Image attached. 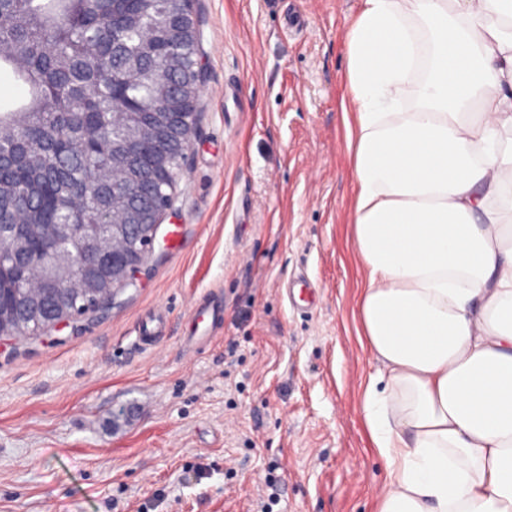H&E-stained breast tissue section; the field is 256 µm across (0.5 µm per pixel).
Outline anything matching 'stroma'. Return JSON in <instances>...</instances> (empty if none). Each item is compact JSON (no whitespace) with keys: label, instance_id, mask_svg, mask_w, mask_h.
Wrapping results in <instances>:
<instances>
[{"label":"stroma","instance_id":"obj_1","mask_svg":"<svg viewBox=\"0 0 512 512\" xmlns=\"http://www.w3.org/2000/svg\"><path fill=\"white\" fill-rule=\"evenodd\" d=\"M202 87L133 284L0 340V512H375L345 32L359 0H194ZM219 311L191 340V306ZM159 316L156 350L138 329Z\"/></svg>","mask_w":512,"mask_h":512}]
</instances>
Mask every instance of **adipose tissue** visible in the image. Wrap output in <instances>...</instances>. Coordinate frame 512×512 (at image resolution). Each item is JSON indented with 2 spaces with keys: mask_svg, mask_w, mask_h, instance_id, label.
<instances>
[{
  "mask_svg": "<svg viewBox=\"0 0 512 512\" xmlns=\"http://www.w3.org/2000/svg\"><path fill=\"white\" fill-rule=\"evenodd\" d=\"M345 41L377 512H512V0H361Z\"/></svg>",
  "mask_w": 512,
  "mask_h": 512,
  "instance_id": "adipose-tissue-1",
  "label": "adipose tissue"
}]
</instances>
